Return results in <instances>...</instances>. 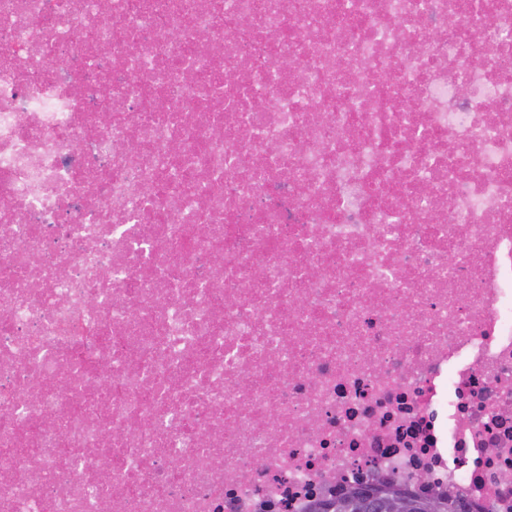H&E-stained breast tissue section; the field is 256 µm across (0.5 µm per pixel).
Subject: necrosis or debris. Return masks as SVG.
Segmentation results:
<instances>
[{
  "instance_id": "necrosis-or-debris-1",
  "label": "necrosis or debris",
  "mask_w": 512,
  "mask_h": 512,
  "mask_svg": "<svg viewBox=\"0 0 512 512\" xmlns=\"http://www.w3.org/2000/svg\"><path fill=\"white\" fill-rule=\"evenodd\" d=\"M109 4L0 0V512H512V0ZM442 501L446 507L443 510L441 500L435 491L428 492L423 497L404 498L394 490H384L372 494L369 499L364 500L360 492H353L352 489L332 500H320L311 507L321 512H351L358 510H376L378 512H471L470 506L463 500L453 499L448 494L441 492ZM469 507L467 511H458L457 507ZM466 507V506H465Z\"/></svg>"
}]
</instances>
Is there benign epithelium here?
<instances>
[{"label":"benign epithelium","instance_id":"obj_1","mask_svg":"<svg viewBox=\"0 0 512 512\" xmlns=\"http://www.w3.org/2000/svg\"><path fill=\"white\" fill-rule=\"evenodd\" d=\"M322 512H443L441 500L435 491L423 497L404 498L394 490H384L365 499L361 493L346 494L321 505Z\"/></svg>","mask_w":512,"mask_h":512}]
</instances>
